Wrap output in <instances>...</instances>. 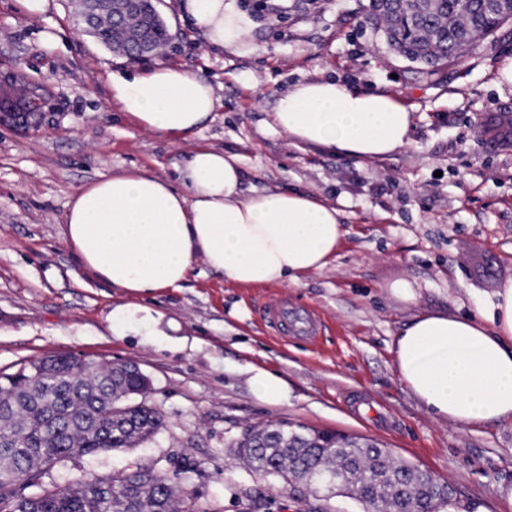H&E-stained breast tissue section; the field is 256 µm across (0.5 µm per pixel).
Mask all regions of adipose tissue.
<instances>
[{
  "label": "adipose tissue",
  "mask_w": 512,
  "mask_h": 512,
  "mask_svg": "<svg viewBox=\"0 0 512 512\" xmlns=\"http://www.w3.org/2000/svg\"><path fill=\"white\" fill-rule=\"evenodd\" d=\"M180 9L227 51L252 28L236 0H182ZM111 91L140 127L167 135L194 132L218 106L209 81L163 63L113 75ZM272 120L297 142L360 160L405 147L413 126L411 111L390 94L331 78L288 89ZM242 179L238 155L206 148L192 153L177 188L141 170L99 179L74 193L64 239L85 271L139 297L181 287L199 261L237 286L295 284L326 267L343 236L340 209L293 189L247 197ZM392 352L401 380L433 417L512 423V282L489 314L416 316Z\"/></svg>",
  "instance_id": "1"
}]
</instances>
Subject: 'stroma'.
Here are the masks:
<instances>
[{
  "label": "stroma",
  "instance_id": "35a3bbf8",
  "mask_svg": "<svg viewBox=\"0 0 512 512\" xmlns=\"http://www.w3.org/2000/svg\"><path fill=\"white\" fill-rule=\"evenodd\" d=\"M252 32L241 52L209 47L179 0H160L170 38L132 60L81 31L73 0L40 17L0 0V75L44 89L37 125H0V374L71 354L136 362L164 425L149 441L56 464L59 485L139 462L177 476L212 512H362L254 474L234 448L245 427L287 420L360 435L431 471L462 512H512V425L432 418L400 380L391 347L415 315L488 312L512 281V141L481 121L512 116V22L461 62L422 75L392 54L367 18L368 0H237ZM56 32L50 46L43 32ZM204 77L219 106L197 131L169 136L137 126L111 96L112 74L156 64ZM331 76L382 91L411 109V142L361 161L293 143L273 127L278 96ZM239 155L247 194L298 189L340 205L344 236L330 264L298 284L235 287L208 270L142 304L154 322L112 332L131 295L83 270L63 240V217L83 184L139 168L177 183L193 151ZM408 283L407 302L392 288ZM287 297L313 311L316 338L284 335L265 308ZM288 382L286 402L259 400L255 370Z\"/></svg>",
  "mask_w": 512,
  "mask_h": 512
}]
</instances>
